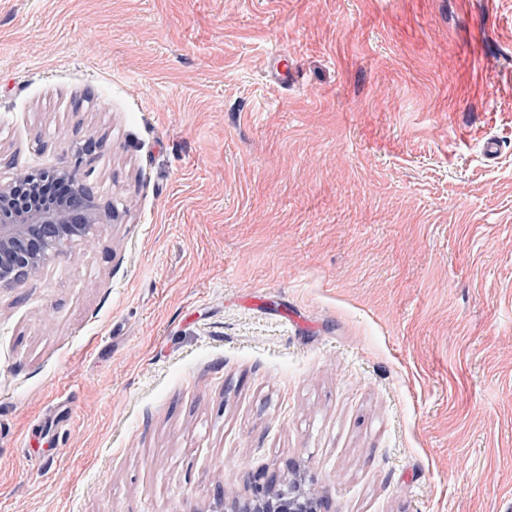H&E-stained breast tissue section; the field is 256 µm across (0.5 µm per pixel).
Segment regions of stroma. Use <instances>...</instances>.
I'll return each mask as SVG.
<instances>
[{"label": "stroma", "instance_id": "1", "mask_svg": "<svg viewBox=\"0 0 512 512\" xmlns=\"http://www.w3.org/2000/svg\"><path fill=\"white\" fill-rule=\"evenodd\" d=\"M63 164L0 512H512V0H0V181ZM223 498L222 494L219 499ZM225 498L226 512H322L324 505V498L291 488L286 493L272 484L266 488H258L250 498H235L231 501Z\"/></svg>", "mask_w": 512, "mask_h": 512}]
</instances>
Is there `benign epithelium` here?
I'll return each instance as SVG.
<instances>
[{
	"instance_id": "7a95c632",
	"label": "benign epithelium",
	"mask_w": 512,
	"mask_h": 512,
	"mask_svg": "<svg viewBox=\"0 0 512 512\" xmlns=\"http://www.w3.org/2000/svg\"><path fill=\"white\" fill-rule=\"evenodd\" d=\"M62 180L69 183V194H51L48 187ZM108 218L66 165L0 182V287L37 274L71 243L89 242L93 227ZM323 505L324 499L311 493L270 485L250 498L224 501V512H322Z\"/></svg>"
}]
</instances>
